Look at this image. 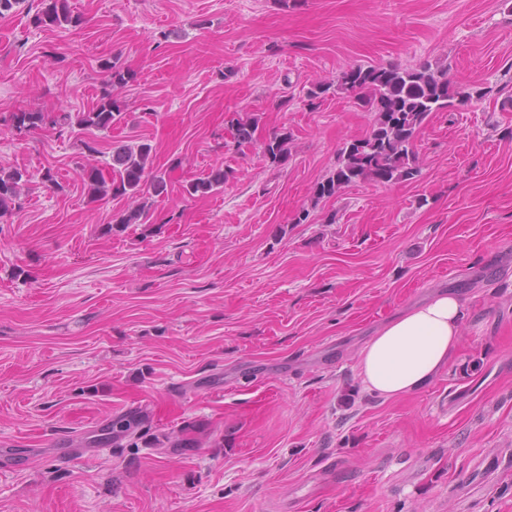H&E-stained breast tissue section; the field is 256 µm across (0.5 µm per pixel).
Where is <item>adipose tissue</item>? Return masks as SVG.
<instances>
[{"instance_id":"obj_1","label":"adipose tissue","mask_w":512,"mask_h":512,"mask_svg":"<svg viewBox=\"0 0 512 512\" xmlns=\"http://www.w3.org/2000/svg\"><path fill=\"white\" fill-rule=\"evenodd\" d=\"M462 320L463 305L448 291L390 320L359 353L364 387L388 399L425 387L457 350Z\"/></svg>"}]
</instances>
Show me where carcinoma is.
Masks as SVG:
<instances>
[{
  "instance_id": "cac0c4a2",
  "label": "carcinoma",
  "mask_w": 512,
  "mask_h": 512,
  "mask_svg": "<svg viewBox=\"0 0 512 512\" xmlns=\"http://www.w3.org/2000/svg\"><path fill=\"white\" fill-rule=\"evenodd\" d=\"M36 28L77 27L83 23L74 12L70 0H40V7L30 17ZM107 90L90 112H42L19 110L3 119L11 132L31 133L45 128L95 129L110 133L123 119L121 102L114 94L134 81V74L117 59L101 61ZM349 94L374 114L368 134L346 143L333 169L313 187L317 201L338 196L346 187L358 182L388 184L414 179L419 173L415 142L425 121L433 112L465 103L472 98L467 87L456 86L448 79V69L432 67L424 62L416 66L355 65L342 70L336 83L318 81L306 93L307 106L312 108L331 89ZM261 116L255 112H236L228 120L232 144L238 151L259 146L262 157L282 166L291 156L292 134L287 129L274 132L262 144L256 133ZM84 149L93 161L81 166V180L88 202L106 198H124L128 208L112 218L106 232L123 233L132 225L146 224L154 199L168 194L170 173L153 172V148L147 142L121 143L113 147L108 159L100 162L101 151L91 142ZM230 169L214 168L203 176L183 181L182 188L190 197L207 196L224 186L232 176ZM34 175L26 169L0 166V218L21 208ZM142 422L121 415L110 420L107 442L118 447L134 438Z\"/></svg>"
}]
</instances>
